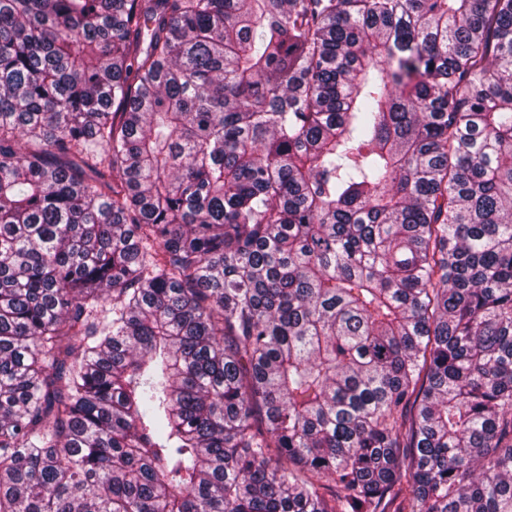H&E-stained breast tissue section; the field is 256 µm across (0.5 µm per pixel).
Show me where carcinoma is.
Returning a JSON list of instances; mask_svg holds the SVG:
<instances>
[{"label":"carcinoma","mask_w":512,"mask_h":512,"mask_svg":"<svg viewBox=\"0 0 512 512\" xmlns=\"http://www.w3.org/2000/svg\"><path fill=\"white\" fill-rule=\"evenodd\" d=\"M0 512H512V0H0Z\"/></svg>","instance_id":"obj_1"}]
</instances>
